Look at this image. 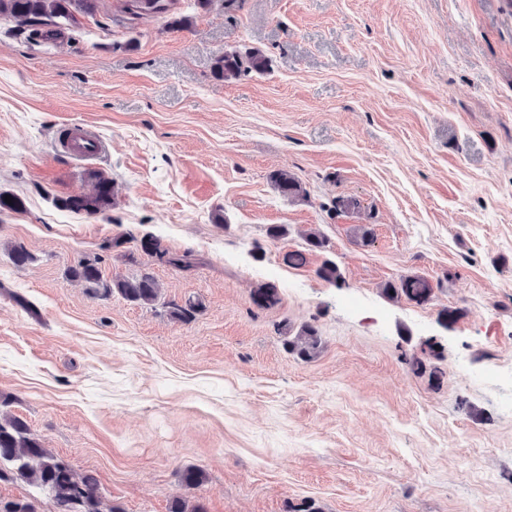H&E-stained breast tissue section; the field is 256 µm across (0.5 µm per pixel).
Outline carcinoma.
<instances>
[{
  "instance_id": "obj_1",
  "label": "carcinoma",
  "mask_w": 512,
  "mask_h": 512,
  "mask_svg": "<svg viewBox=\"0 0 512 512\" xmlns=\"http://www.w3.org/2000/svg\"><path fill=\"white\" fill-rule=\"evenodd\" d=\"M97 0H0V16L12 19L18 31L25 32L40 26H53L57 20L77 21V14H94ZM128 11L135 17L161 14L169 11L164 0H129ZM268 58L259 51L244 56L236 51H226L215 62V74L226 81L239 77L244 72L262 73L268 68ZM92 191L85 195L56 199L59 208L71 212L96 215L105 211L113 196L112 181L98 173L91 176ZM278 192L289 200H303L307 191L294 173L280 168L270 175ZM143 253L176 268L192 266L190 254H173L162 245L157 236L146 233L139 240ZM74 278L90 284L101 282L99 260L82 261L70 269ZM319 278L334 285L341 281L342 274L336 262L327 259L316 270ZM104 293H118L124 299L138 305H152L161 295V288L149 273L136 277H117L112 283L103 285ZM391 297L405 298L418 305L427 303L432 286L424 278L408 276L397 283L389 282L384 288ZM254 305L261 309L279 303L277 289L263 284L251 295ZM202 308L199 301L188 300L185 304H170V315L180 322H189ZM318 327L312 323L301 326L295 335L284 334V346L288 352L303 360L316 358L321 351ZM22 480L45 492L51 498L54 512H123L117 504L106 502L96 476L91 472L81 475L73 467L32 437L23 419L0 414V482ZM0 512H37L30 499L2 500Z\"/></svg>"
}]
</instances>
